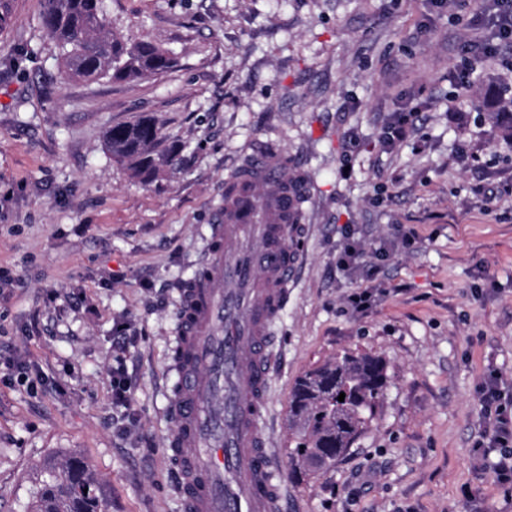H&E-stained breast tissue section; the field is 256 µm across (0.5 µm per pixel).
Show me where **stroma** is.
<instances>
[{"label":"stroma","instance_id":"obj_1","mask_svg":"<svg viewBox=\"0 0 512 512\" xmlns=\"http://www.w3.org/2000/svg\"><path fill=\"white\" fill-rule=\"evenodd\" d=\"M0 30V512H26L47 463L85 458L112 512H184L166 413L182 290L224 221V185L253 144L307 173L301 265L270 325L268 435L286 512H512L475 457L480 389L512 394V150L481 118L512 85V45L455 79L476 0H104L113 27L176 59L134 81L64 79L43 0H9ZM424 110L392 149L402 101ZM155 119L175 164L142 183L103 135ZM352 154H344L347 139ZM353 230L358 267L336 259ZM373 288L371 306L347 305ZM135 387L112 404L116 338ZM344 350L390 383L327 475L288 472L295 379ZM45 381H18V366Z\"/></svg>","mask_w":512,"mask_h":512}]
</instances>
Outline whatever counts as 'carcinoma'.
Masks as SVG:
<instances>
[{
    "label": "carcinoma",
    "mask_w": 512,
    "mask_h": 512,
    "mask_svg": "<svg viewBox=\"0 0 512 512\" xmlns=\"http://www.w3.org/2000/svg\"><path fill=\"white\" fill-rule=\"evenodd\" d=\"M42 24L71 79L137 80L164 74L173 66L167 50L112 29L104 0H45ZM480 109L512 139L508 91L495 92ZM104 141L112 159L142 181L173 161L160 127L146 116L112 126ZM388 384L385 359L352 351L335 354L297 378L288 400L290 475L299 482L327 473L336 463V449L350 447L372 421ZM47 474L32 492L31 512H109L98 477L84 458L54 463Z\"/></svg>",
    "instance_id": "1"
}]
</instances>
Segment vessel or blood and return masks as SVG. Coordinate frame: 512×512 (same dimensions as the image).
<instances>
[{
    "label": "vessel or blood",
    "mask_w": 512,
    "mask_h": 512,
    "mask_svg": "<svg viewBox=\"0 0 512 512\" xmlns=\"http://www.w3.org/2000/svg\"><path fill=\"white\" fill-rule=\"evenodd\" d=\"M214 246L186 292L167 408L185 512H281L264 425L273 340L299 258L288 247L292 180L274 148L253 152Z\"/></svg>",
    "instance_id": "vessel-or-blood-1"
}]
</instances>
